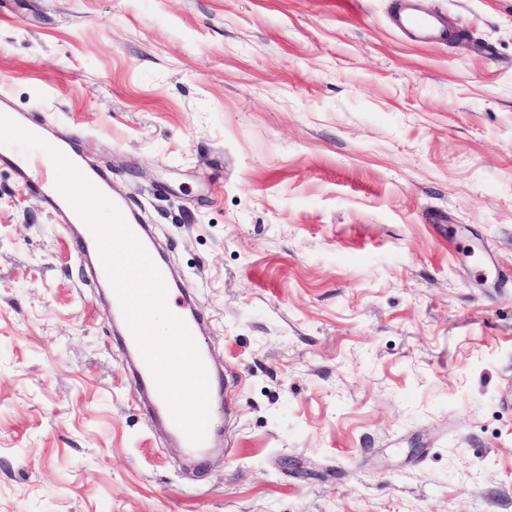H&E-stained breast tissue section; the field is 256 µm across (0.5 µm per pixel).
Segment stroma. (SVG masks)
Here are the masks:
<instances>
[{
    "instance_id": "obj_1",
    "label": "stroma",
    "mask_w": 512,
    "mask_h": 512,
    "mask_svg": "<svg viewBox=\"0 0 512 512\" xmlns=\"http://www.w3.org/2000/svg\"><path fill=\"white\" fill-rule=\"evenodd\" d=\"M0 0V91L108 170L207 321L146 401L0 166V512H512V0ZM419 10H404L398 16L399 24L410 31L428 33L433 29L432 20L420 15ZM112 309L114 316L123 321V325L125 328V336H127L124 345L125 351L127 355L133 356L136 361L138 385L141 388H148L152 391L155 397V411L165 419L170 429L172 430L173 434L178 438L180 448H185L186 453L190 456L204 455L205 449L208 448L211 443V421L212 416L216 411L217 404L213 396V388L211 383V366L209 358L203 345L202 337L200 336L199 333V329L202 324L200 317L195 311L186 310L178 302H173V305L170 307V311L175 316L180 318L186 325L197 347L199 357L204 367L207 378L210 421L203 441L200 443H194L190 439L188 434L185 432V430L176 422L167 401L160 393L155 378L152 374V371L142 355L137 339L133 331L130 329V327L124 320L121 302L114 288L112 289Z\"/></svg>"
}]
</instances>
